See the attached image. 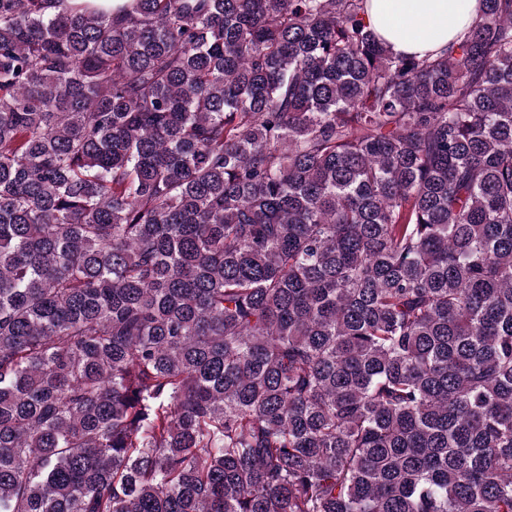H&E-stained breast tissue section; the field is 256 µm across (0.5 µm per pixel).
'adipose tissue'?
<instances>
[{"instance_id":"obj_1","label":"adipose tissue","mask_w":512,"mask_h":512,"mask_svg":"<svg viewBox=\"0 0 512 512\" xmlns=\"http://www.w3.org/2000/svg\"><path fill=\"white\" fill-rule=\"evenodd\" d=\"M480 0H368L367 20L396 53L445 48L476 15Z\"/></svg>"}]
</instances>
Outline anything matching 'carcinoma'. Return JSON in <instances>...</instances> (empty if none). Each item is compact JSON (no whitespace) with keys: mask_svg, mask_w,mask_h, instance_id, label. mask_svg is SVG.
I'll use <instances>...</instances> for the list:
<instances>
[{"mask_svg":"<svg viewBox=\"0 0 512 512\" xmlns=\"http://www.w3.org/2000/svg\"><path fill=\"white\" fill-rule=\"evenodd\" d=\"M0 0V512H512V0ZM367 21L394 53L445 48L476 15L480 0H368Z\"/></svg>","mask_w":512,"mask_h":512,"instance_id":"obj_1","label":"carcinoma"}]
</instances>
